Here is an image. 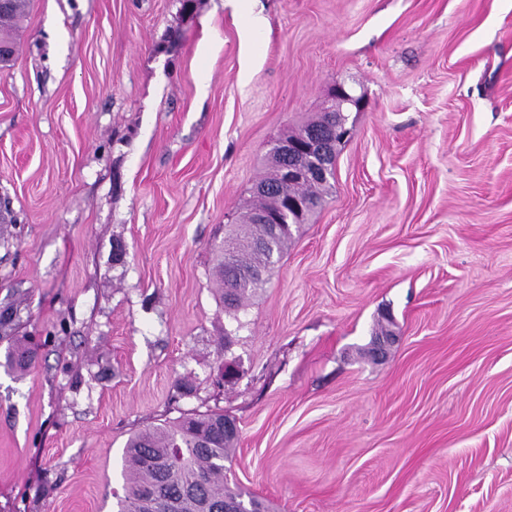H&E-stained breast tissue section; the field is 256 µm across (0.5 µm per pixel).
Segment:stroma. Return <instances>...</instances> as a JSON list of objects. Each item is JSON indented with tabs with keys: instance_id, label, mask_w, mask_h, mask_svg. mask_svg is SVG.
<instances>
[{
	"instance_id": "obj_1",
	"label": "stroma",
	"mask_w": 512,
	"mask_h": 512,
	"mask_svg": "<svg viewBox=\"0 0 512 512\" xmlns=\"http://www.w3.org/2000/svg\"><path fill=\"white\" fill-rule=\"evenodd\" d=\"M14 47L0 512H112L129 435L208 411L271 512H512V0H27ZM339 83L330 192L230 317L224 230Z\"/></svg>"
}]
</instances>
